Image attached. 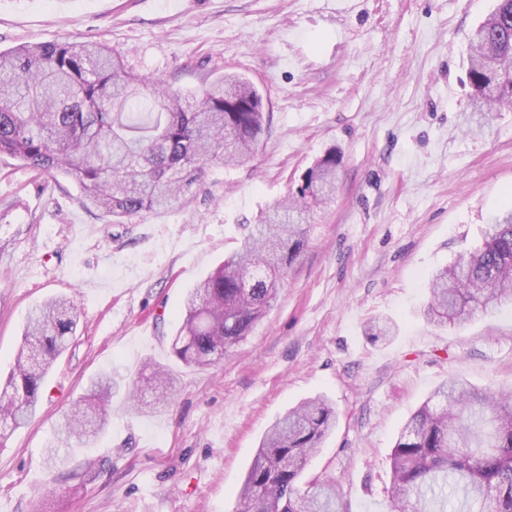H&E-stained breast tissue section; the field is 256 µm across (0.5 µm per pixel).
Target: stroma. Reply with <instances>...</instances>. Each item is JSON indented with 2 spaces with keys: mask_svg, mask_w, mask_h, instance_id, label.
<instances>
[{
  "mask_svg": "<svg viewBox=\"0 0 512 512\" xmlns=\"http://www.w3.org/2000/svg\"><path fill=\"white\" fill-rule=\"evenodd\" d=\"M495 0H0V49L105 43L127 69L201 93L249 80L271 125L168 211L113 223L74 179L0 155V385L31 308L64 296L80 320L34 418L0 441V512H233L253 456L288 409L322 396L336 426L305 478H335L346 512H394L390 456L448 378L512 392V309L429 322L428 279L476 248L512 200V107L469 121L464 61ZM335 151L336 190L308 209L307 242L249 336L216 365L172 349L178 307ZM394 334L371 341L374 319ZM169 368L171 402L107 404L99 439L46 486L45 446L98 374Z\"/></svg>",
  "mask_w": 512,
  "mask_h": 512,
  "instance_id": "stroma-1",
  "label": "stroma"
}]
</instances>
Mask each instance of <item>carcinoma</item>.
<instances>
[{
  "label": "carcinoma",
  "mask_w": 512,
  "mask_h": 512,
  "mask_svg": "<svg viewBox=\"0 0 512 512\" xmlns=\"http://www.w3.org/2000/svg\"><path fill=\"white\" fill-rule=\"evenodd\" d=\"M467 79L482 118L512 105V0L471 33ZM265 130L262 98L232 72L196 96L137 76L97 43L20 45L0 51V154L40 172L75 178L83 204L115 218L159 213L190 192L206 169L238 161ZM333 152L308 171L298 198L244 225L238 245L190 291L174 353L188 366L218 363L244 340L274 299L306 242L304 201L336 185ZM426 317L461 324L479 311L512 305V208L494 216L482 243L436 272ZM78 319L65 299L32 308L15 368L0 390V419L15 430L35 414L44 375L66 349ZM155 403L174 395L170 373L151 368ZM107 373L89 391L112 396ZM398 437L391 457V498L405 512H512V394L451 378ZM106 411L77 401L47 446L49 470L65 469L70 450L99 437ZM336 425L335 408L317 397L288 410L268 429L241 487L235 512H342L336 481L297 486L309 457Z\"/></svg>",
  "instance_id": "obj_1"
}]
</instances>
